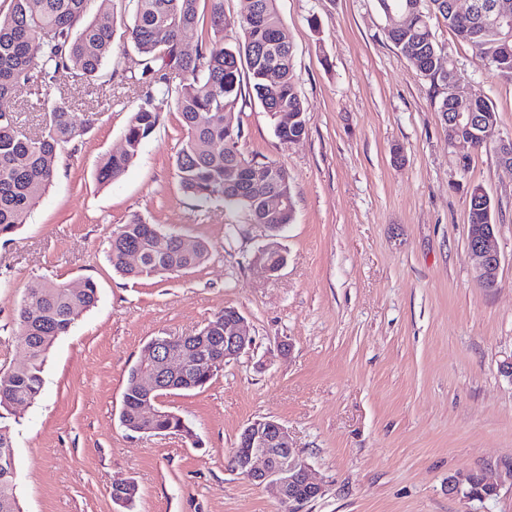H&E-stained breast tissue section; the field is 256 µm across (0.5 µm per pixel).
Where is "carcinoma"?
<instances>
[{
	"mask_svg": "<svg viewBox=\"0 0 512 512\" xmlns=\"http://www.w3.org/2000/svg\"><path fill=\"white\" fill-rule=\"evenodd\" d=\"M91 0H9L0 15V101L27 92L44 103V126L30 137L22 132L19 113L0 109V236L15 233L56 177L59 151L84 130L74 125L65 101H44L43 90L57 84L89 85L112 65L114 28L89 17ZM378 0L386 19L385 36L424 78L443 80L447 68L432 32V20H443L459 41L469 45L482 65L512 81V0L508 13L496 11L475 17L459 13L453 0ZM131 24L126 42L142 58L139 73L130 76L140 90L124 132L122 150L104 155L96 180L109 184L122 177L139 156L143 143L158 125L161 112L174 106L185 133L176 154L180 189L207 202L221 198L231 207L246 209L257 224H291L294 200L287 170L273 162H259L240 148L241 125L229 116L242 99V71L249 89L282 140L304 136L308 119L297 89L292 44L274 0H253V10L238 21L224 14V0H127ZM235 30L232 41L224 31ZM197 32L196 49L181 51L182 34ZM438 111L448 125V142L472 141L486 149L499 139V115L482 96L459 98L446 89ZM257 165L262 180L244 195L225 187L226 171L240 161ZM286 197L287 205L268 213L261 198L267 193ZM492 200L480 186L470 191L469 223L487 224ZM159 229L136 214L110 240L108 259L120 274L149 278L196 268L209 257V245L196 241L183 246L177 233L158 235ZM138 253V263L127 262ZM98 302L97 284L84 279L76 285L53 281L28 295L17 308L14 322L22 336L24 358L0 372V512H19L11 425L3 413L14 415L34 403L43 390V372L54 342L67 334L84 312ZM205 339L189 344L206 357L214 346L224 349V314L200 330ZM147 393L136 368L128 373L123 396L124 418L133 428L154 435L176 433L192 440V427L173 411L162 409L148 419L140 405Z\"/></svg>",
	"mask_w": 512,
	"mask_h": 512,
	"instance_id": "cac0c4a2",
	"label": "carcinoma"
}]
</instances>
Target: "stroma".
<instances>
[{
    "label": "stroma",
    "mask_w": 512,
    "mask_h": 512,
    "mask_svg": "<svg viewBox=\"0 0 512 512\" xmlns=\"http://www.w3.org/2000/svg\"><path fill=\"white\" fill-rule=\"evenodd\" d=\"M293 45L308 131L281 140L256 99L240 100L246 155L283 165L295 219L278 236L276 275L253 266L266 231L242 210L198 207L174 167L183 132L162 112L118 181L99 185L102 155L121 150L137 103L126 76L120 0H92L114 24L111 95L72 91L86 132L56 158L53 185L10 240L0 239V371L23 357L14 315L44 281L93 279L99 302L54 344L41 398L13 424L22 512H124L116 484L135 482L131 512H282L266 486L232 467L243 429L285 425L323 492L301 512H512V169L489 150L450 145L440 87L386 39L378 0H275ZM433 33L459 77L512 137V81L485 69L444 24ZM490 195L499 285L480 287L468 254L469 186ZM211 248L202 266L130 279L107 258L131 214ZM240 311L251 347L202 389L164 394L194 429L126 430L129 369L155 336H189ZM500 479L495 499L449 495L450 476Z\"/></svg>",
    "instance_id": "stroma-1"
}]
</instances>
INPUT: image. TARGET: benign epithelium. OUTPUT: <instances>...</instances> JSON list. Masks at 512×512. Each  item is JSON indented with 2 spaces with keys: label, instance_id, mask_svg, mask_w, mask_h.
<instances>
[{
  "label": "benign epithelium",
  "instance_id": "7a95c632",
  "mask_svg": "<svg viewBox=\"0 0 512 512\" xmlns=\"http://www.w3.org/2000/svg\"><path fill=\"white\" fill-rule=\"evenodd\" d=\"M265 231L270 233L267 243L253 262L265 273L271 275L280 268H273L262 261V253L279 249L275 234L283 228L281 224H265ZM496 225L471 224L468 230V251L474 261L476 280L483 288L498 286L501 268V256L495 244ZM182 336H157L152 340L148 356L139 364V381L148 396L144 398L141 410L153 408L160 402L161 396L156 391L166 388L168 377L185 376L195 370L198 355L193 349H184ZM253 338L249 336L245 319L235 308L226 310L224 316V361L215 362L221 369L224 364L235 359L247 347ZM235 469L249 480L268 485L276 490L281 504L288 512H300V507L322 493L319 483L309 475L308 464L300 457L288 432L282 423L265 419L252 422L241 435L236 454ZM500 484L481 477L475 483L469 473H459L448 478V494L463 495L468 499L487 500L498 495Z\"/></svg>",
  "mask_w": 512,
  "mask_h": 512
}]
</instances>
